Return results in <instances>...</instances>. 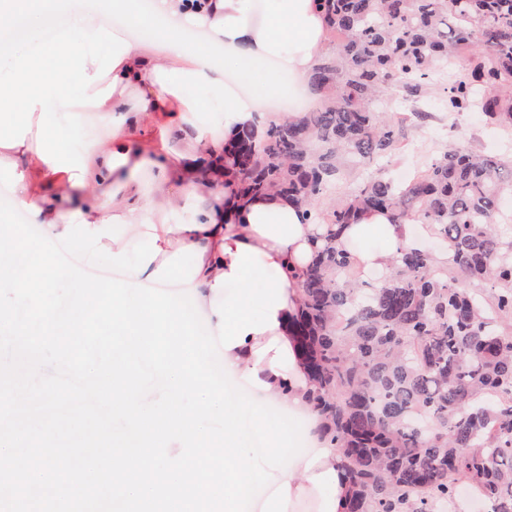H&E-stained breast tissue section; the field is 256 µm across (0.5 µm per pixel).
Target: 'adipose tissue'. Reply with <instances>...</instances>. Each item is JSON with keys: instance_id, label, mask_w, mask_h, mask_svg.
Returning a JSON list of instances; mask_svg holds the SVG:
<instances>
[{"instance_id": "adipose-tissue-1", "label": "adipose tissue", "mask_w": 512, "mask_h": 512, "mask_svg": "<svg viewBox=\"0 0 512 512\" xmlns=\"http://www.w3.org/2000/svg\"><path fill=\"white\" fill-rule=\"evenodd\" d=\"M128 9L127 0H97L59 46L0 81V149L13 157L16 200L44 240L107 253L126 281H167L193 292L222 341L225 368L247 378L261 399L308 412L313 384L291 321L314 227L279 195L232 194L222 170L204 164L223 156L236 127L282 118L259 111L228 74L251 84L273 61L305 86L327 49L325 16L315 0H206L200 9L189 0H151L148 16L162 28L145 50L107 25L109 15ZM189 28L198 40L184 39ZM199 88L223 112V135L212 131ZM66 106L96 112L109 128L89 162L42 142L47 116ZM18 112L34 124L31 135L5 131ZM171 140L183 149L168 150ZM120 225L136 230L137 245L117 233ZM416 234L414 225L374 213L346 226L341 241L377 240L359 261L382 270ZM339 464L338 448L316 440L281 475L264 512H298L306 502L316 512H339L347 493Z\"/></svg>"}]
</instances>
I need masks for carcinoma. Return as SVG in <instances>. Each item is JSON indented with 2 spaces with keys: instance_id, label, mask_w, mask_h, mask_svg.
<instances>
[{
  "instance_id": "1",
  "label": "carcinoma",
  "mask_w": 512,
  "mask_h": 512,
  "mask_svg": "<svg viewBox=\"0 0 512 512\" xmlns=\"http://www.w3.org/2000/svg\"><path fill=\"white\" fill-rule=\"evenodd\" d=\"M337 43L309 76L322 104L224 143L227 183L275 192L316 225L292 325L341 512H440L464 486L512 512V161L458 142L400 183L387 163L440 77L445 110L512 129V0H316ZM390 212L442 242L404 247L369 284L340 244Z\"/></svg>"
}]
</instances>
